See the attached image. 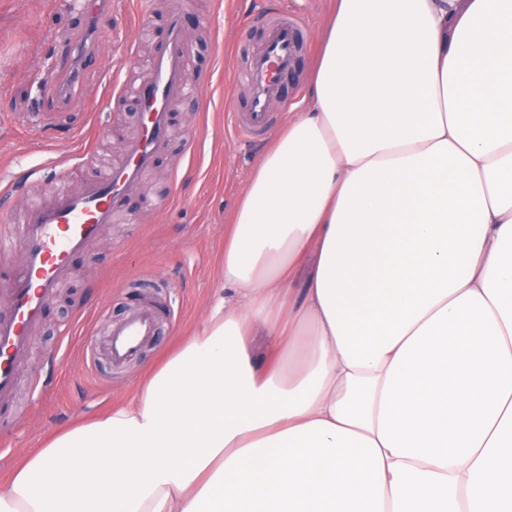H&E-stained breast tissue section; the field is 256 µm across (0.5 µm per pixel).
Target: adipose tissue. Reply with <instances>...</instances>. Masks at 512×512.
Masks as SVG:
<instances>
[{
	"label": "adipose tissue",
	"mask_w": 512,
	"mask_h": 512,
	"mask_svg": "<svg viewBox=\"0 0 512 512\" xmlns=\"http://www.w3.org/2000/svg\"><path fill=\"white\" fill-rule=\"evenodd\" d=\"M330 2L229 292L0 512H512V0Z\"/></svg>",
	"instance_id": "obj_1"
}]
</instances>
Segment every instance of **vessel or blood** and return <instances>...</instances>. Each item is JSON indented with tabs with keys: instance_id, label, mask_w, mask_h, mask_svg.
<instances>
[{
	"instance_id": "1",
	"label": "vessel or blood",
	"mask_w": 512,
	"mask_h": 512,
	"mask_svg": "<svg viewBox=\"0 0 512 512\" xmlns=\"http://www.w3.org/2000/svg\"><path fill=\"white\" fill-rule=\"evenodd\" d=\"M71 5L86 21V39L73 44L65 68L46 84V94L58 99L80 89L84 66L93 57L112 12V0H71ZM299 27V22L285 18L275 21L251 60L244 81L250 94L247 128L252 133H263L269 127V106L279 97L282 81L294 65ZM189 55L182 17L171 13L165 41L156 48L147 72L131 90L142 110L138 132L126 140L122 159L78 193L67 189L64 169L49 163L46 176L54 201L28 204L20 227L0 226V249L9 250L19 243L24 251L22 268L6 284L10 305L0 313V402L16 393V368L29 349L30 332L69 277L73 256L85 252L104 227L127 218V192L143 184L166 150L173 128V106L190 92ZM100 324L109 336V360L122 363L139 354L145 339L154 334L157 319L149 309L121 324H111L105 318Z\"/></svg>"
}]
</instances>
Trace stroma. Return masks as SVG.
I'll return each mask as SVG.
<instances>
[{"label":"stroma","instance_id":"1","mask_svg":"<svg viewBox=\"0 0 512 512\" xmlns=\"http://www.w3.org/2000/svg\"><path fill=\"white\" fill-rule=\"evenodd\" d=\"M153 24L163 28L170 11L182 14L186 29L203 27L189 60L197 88L191 109L178 116L179 131L153 170L154 191L170 206L152 213L139 188L128 195L131 220L111 225L99 241L71 260V275L31 336V350L19 365L20 389L0 404V478L23 448L39 447L46 434L78 418H90L133 394L146 367L169 349L174 337L201 322L221 285L224 222L235 210L269 135L241 137L230 116L245 117L248 90L234 82L263 42L272 20L302 17L295 68L283 80L270 110L282 127L290 105L306 95L309 68L325 0H152ZM135 7L123 0L108 19L98 57L83 73V87L58 101L43 96L39 77L59 71L83 31L84 19L59 0H0V177L52 160L69 170L77 191L102 164L117 158L116 146L138 124L137 115L113 98L108 70L143 73L150 56L133 27ZM48 113L53 133L34 121ZM87 157L75 159L79 144ZM154 306L158 329L139 356L110 364L93 333L99 312L124 321Z\"/></svg>","mask_w":512,"mask_h":512}]
</instances>
